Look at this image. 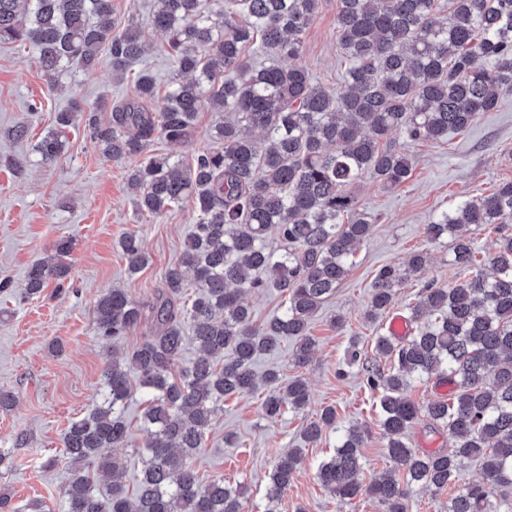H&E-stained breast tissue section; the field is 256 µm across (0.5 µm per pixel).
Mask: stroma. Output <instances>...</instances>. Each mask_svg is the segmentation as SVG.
<instances>
[{
	"label": "stroma",
	"mask_w": 512,
	"mask_h": 512,
	"mask_svg": "<svg viewBox=\"0 0 512 512\" xmlns=\"http://www.w3.org/2000/svg\"><path fill=\"white\" fill-rule=\"evenodd\" d=\"M155 8L156 0H112L117 29L135 24L148 44L137 70H149L163 89L174 65L163 36L152 27ZM297 64L323 86H342L348 62L336 38V0H321ZM135 80L131 73L117 81L105 54L93 69L73 65L49 78L31 49L0 44V280L11 283L8 293H0V390L17 398L12 409L0 410V449L9 451L12 460L10 472L0 476V489L20 504L44 501L51 512H57L73 474L63 452L64 432L97 401L112 358L110 345L97 332L95 302L108 290L123 288L143 306L140 323L120 342L121 352L132 354L156 330L151 306L163 273L179 259L196 222L185 205L158 215L140 212L128 187L134 160L104 157L81 121L69 127L65 150L56 162H41L35 151L54 129L57 113L69 110L72 102L91 109L103 99H125L134 95ZM34 103L39 106L35 112L30 109ZM216 119L214 112L202 110L189 144L174 146L158 139L149 150L191 163L198 151L211 147L209 130ZM21 124L30 128L25 142L9 135ZM400 146L414 160L407 181L386 189L367 179L351 188L373 224L355 251L347 277L311 321L316 341L312 362L295 366L288 341L275 357L259 358L254 365L259 376L275 367L283 379L304 378L310 390L307 406L271 420L262 411L264 390L227 398L202 449L189 460L201 481L220 476L230 484H243L251 512H265L268 475L277 457L299 447L304 461L283 495V512L299 506L306 512H385L365 494L350 501L329 494L316 471L334 454L338 435L329 431L306 445L300 427L334 407L338 426H359L368 433L361 481L390 468L379 407L366 392L358 366H347L345 355L355 345L363 357H373L376 336L387 331V320L372 324L366 319L370 284L382 265L414 252L430 258L423 271L399 288L393 311L405 317L425 282L448 286L471 277V270L453 263L448 239L430 240L425 227L441 212L512 181V91H501L497 109L466 130L449 133L447 140H404ZM16 159L23 160V173L11 169ZM128 232L137 233L149 259L134 275L128 273L119 246ZM63 235L73 239L67 293L58 295L49 287L41 296L28 297L29 267ZM143 404L140 390H133L126 406L130 445L115 451L127 463L124 481L131 489L141 468L137 449L149 437L141 426Z\"/></svg>",
	"instance_id": "1"
}]
</instances>
